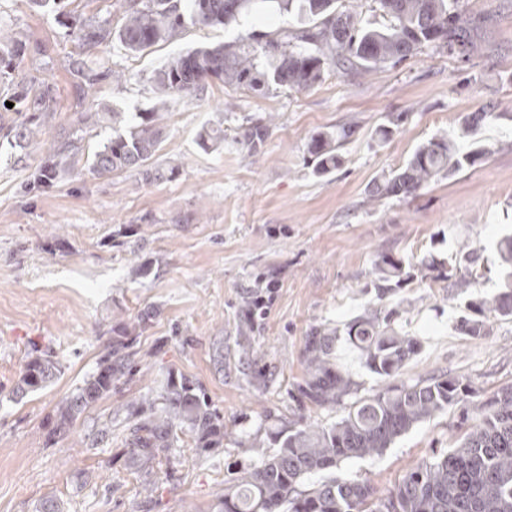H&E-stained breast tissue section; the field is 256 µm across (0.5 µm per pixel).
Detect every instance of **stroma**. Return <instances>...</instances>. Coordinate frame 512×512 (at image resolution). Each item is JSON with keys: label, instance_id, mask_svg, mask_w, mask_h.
Returning <instances> with one entry per match:
<instances>
[{"label": "stroma", "instance_id": "1", "mask_svg": "<svg viewBox=\"0 0 512 512\" xmlns=\"http://www.w3.org/2000/svg\"><path fill=\"white\" fill-rule=\"evenodd\" d=\"M489 18L485 53L462 61L425 50L369 78L325 75L303 91L263 96L214 84L164 115L159 163L176 165L168 182L136 170L105 176L87 156L111 129L79 142L80 161L53 185L34 176L51 141L72 133L78 112H145L155 101L152 73L173 55L214 46L252 30L276 32L288 19L264 5L227 28L192 24L145 53L119 43L86 45L87 24L115 27L118 0H65L45 11L31 0H0V38L25 46L14 79L29 96L48 94L51 115L24 147L8 132L21 114L0 83V512H38L54 498L60 512H211L226 486L259 461L270 434L298 406L291 393L306 374L311 327H344L372 305L374 262L401 259L407 282L386 307L421 348L402 380L433 373L466 379L483 400L512 384V321H493L486 336L457 328L464 295L434 280L424 261L475 249L476 292L500 288L496 243L512 232V0H466ZM124 72L112 81L111 71ZM98 78L87 82L86 72ZM492 118L459 149H486V160L431 182L417 196L371 203L374 180L397 169L433 136L459 130L465 115ZM274 117L263 146L236 139ZM401 123L388 141L376 128ZM357 129L333 174H312L310 137L342 125ZM222 127L224 145L203 150L198 134ZM276 282L266 318L246 324L251 289ZM159 314L139 328L146 307ZM132 337L134 374L88 408L72 431L48 439L56 405L81 386L109 338ZM47 349L61 372L45 389L14 400L33 348ZM184 374L224 417V442L199 453L191 440L134 469L125 444L123 406L155 396L168 373ZM460 407L423 421L381 455L341 463L339 475L392 489L407 470L454 445Z\"/></svg>", "mask_w": 512, "mask_h": 512}]
</instances>
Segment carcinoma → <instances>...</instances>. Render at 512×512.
<instances>
[{"instance_id": "obj_1", "label": "carcinoma", "mask_w": 512, "mask_h": 512, "mask_svg": "<svg viewBox=\"0 0 512 512\" xmlns=\"http://www.w3.org/2000/svg\"><path fill=\"white\" fill-rule=\"evenodd\" d=\"M257 0H127L118 29L86 31L80 40L99 44L113 37L131 53H143L173 40L186 23L203 27L228 26L249 12ZM272 8L303 26L284 42L276 33H246L215 47L197 48L172 56L151 77L157 94L153 109L138 112V121L119 132L121 112H81L75 131L112 124V137L91 154L89 169L99 176L139 170L149 181H171L179 167L152 165L163 141V113L179 98L195 97L217 81L264 95L272 88L307 90L321 82L328 71L369 75L396 65L424 50L446 51L466 60L483 49L481 31L486 20L472 15L463 0H376L387 18L380 29L369 26L361 13L345 0H267ZM23 45L0 40V76L16 69ZM492 112H471L463 119L460 134L480 127ZM40 124L21 123L14 142L21 146L37 133ZM355 133L352 126L311 136L307 153L312 172L325 177L342 164L340 149ZM270 134L269 121L248 127L239 140L256 152ZM224 143L223 129L199 135L208 151ZM70 139L56 145L39 169L38 182L50 186L60 173L75 165ZM486 158L480 148L462 153L455 135H441L419 145L408 161L374 183L370 200L417 194L439 177H451L466 166ZM501 288L492 297L474 295L477 277L454 274L457 265L477 263L472 252L460 249L448 257V271L436 280L448 282L468 294L458 330L466 336H485L492 317L512 320V234L497 243ZM375 300L397 294L405 282L403 261L382 256L375 263ZM397 308H369L347 323L344 330L317 326L305 339L306 377L292 398L300 413L277 432V447L261 455L259 465L224 488L216 512H512V385L468 406L473 394L463 379L447 374L395 382L406 362L420 349L419 341L394 326ZM359 351L365 366L387 384L368 395H358L357 383L336 363L340 336ZM132 341L125 336L109 340L95 371L76 392L62 399L54 414L51 433L64 435L95 402L112 393L130 375ZM60 374L48 351L34 350L13 389L17 398L47 387ZM463 405L458 427L463 434L448 450L424 460L407 472L395 488L379 497L367 482L336 474L341 462L381 453L420 422L450 407ZM343 408L342 417L329 425L311 421L305 409ZM476 422L465 424L470 414ZM126 437L129 460L147 463L177 447L181 436L192 438L201 451L224 441V417L213 408L198 385L184 375H168L159 403L140 404L128 414ZM320 472L330 476L309 484Z\"/></svg>"}]
</instances>
